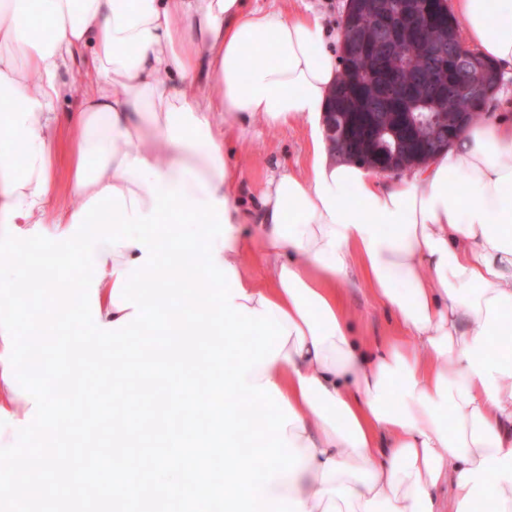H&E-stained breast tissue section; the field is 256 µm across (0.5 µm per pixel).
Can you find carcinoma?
Wrapping results in <instances>:
<instances>
[{
    "instance_id": "carcinoma-1",
    "label": "carcinoma",
    "mask_w": 512,
    "mask_h": 512,
    "mask_svg": "<svg viewBox=\"0 0 512 512\" xmlns=\"http://www.w3.org/2000/svg\"><path fill=\"white\" fill-rule=\"evenodd\" d=\"M341 26L371 50L353 61L340 57V71L327 111L348 116L355 134L376 144L382 132L397 138L406 159L439 151V121L416 124L421 112H463L465 126L479 123L486 101L462 97L470 62L456 48L458 26L445 0H363L341 17Z\"/></svg>"
}]
</instances>
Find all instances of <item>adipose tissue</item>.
Instances as JSON below:
<instances>
[{
    "mask_svg": "<svg viewBox=\"0 0 512 512\" xmlns=\"http://www.w3.org/2000/svg\"><path fill=\"white\" fill-rule=\"evenodd\" d=\"M468 42L502 83L486 120L426 167L378 180L335 159L322 114L338 75L315 12L249 0H0V225L65 235L74 209L55 205L61 136L59 79L84 53L93 64L67 137L69 190L90 202L115 187L141 213L160 189L221 200L230 228L219 247L244 294L288 330L269 364L246 376L274 384L296 418L285 436L302 459L264 498L301 512H512V0H454ZM267 125L307 118L311 156L284 166L244 208L230 136L243 116ZM260 251L265 282L247 272ZM104 275L99 320L119 273L142 252L95 244ZM358 273L402 334L362 336L336 285ZM449 488L450 498L438 492Z\"/></svg>",
    "mask_w": 512,
    "mask_h": 512,
    "instance_id": "ef3b65f1",
    "label": "adipose tissue"
}]
</instances>
